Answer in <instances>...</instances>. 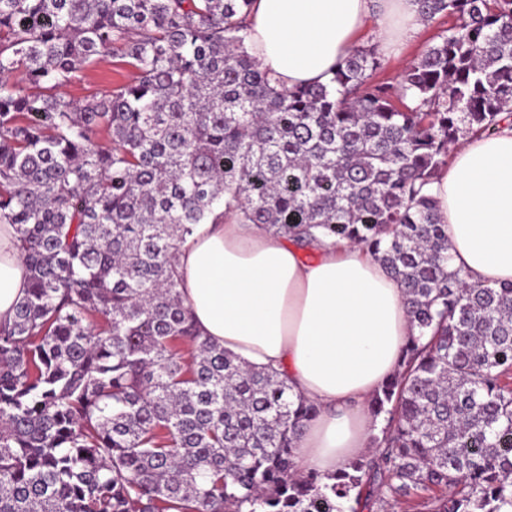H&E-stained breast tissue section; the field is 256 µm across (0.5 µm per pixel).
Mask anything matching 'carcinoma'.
<instances>
[{
    "mask_svg": "<svg viewBox=\"0 0 512 512\" xmlns=\"http://www.w3.org/2000/svg\"><path fill=\"white\" fill-rule=\"evenodd\" d=\"M417 3L453 23L398 86L369 45L277 89L253 0H0V224L28 268L0 327V512H512V282L449 267L429 193L512 120V0ZM107 55L129 81L62 93ZM230 215L356 244L405 288L384 425L333 483L294 471L317 405L200 339L182 298L179 245Z\"/></svg>",
    "mask_w": 512,
    "mask_h": 512,
    "instance_id": "obj_1",
    "label": "carcinoma"
}]
</instances>
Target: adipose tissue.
I'll use <instances>...</instances> for the list:
<instances>
[{"mask_svg":"<svg viewBox=\"0 0 512 512\" xmlns=\"http://www.w3.org/2000/svg\"><path fill=\"white\" fill-rule=\"evenodd\" d=\"M394 16L404 33L421 26L415 0H254L249 45L273 84L323 83L368 19L384 29ZM432 193L451 267L491 287L512 281V126L461 141ZM178 263L201 336L284 373L319 407L296 449L298 471L331 475L369 454V401L398 372L415 333L400 282L357 245L307 255L233 217L199 225ZM27 284L13 229L0 224V324Z\"/></svg>","mask_w":512,"mask_h":512,"instance_id":"ef3b65f1","label":"adipose tissue"}]
</instances>
